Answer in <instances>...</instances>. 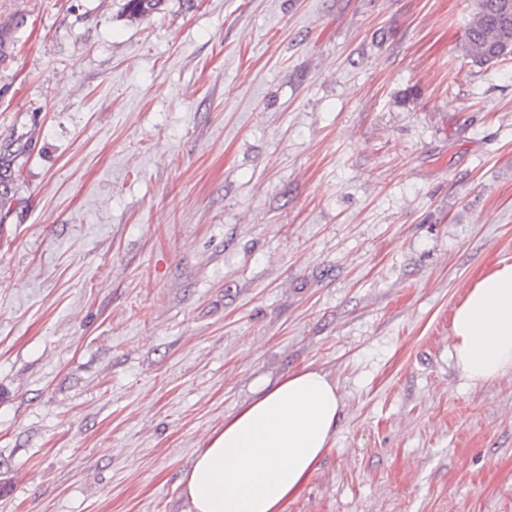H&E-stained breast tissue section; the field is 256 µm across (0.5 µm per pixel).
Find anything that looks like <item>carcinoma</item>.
<instances>
[{
    "mask_svg": "<svg viewBox=\"0 0 512 512\" xmlns=\"http://www.w3.org/2000/svg\"><path fill=\"white\" fill-rule=\"evenodd\" d=\"M164 0H125L130 17H145L159 10ZM464 56L476 65H488L512 56V0H477L464 34Z\"/></svg>",
    "mask_w": 512,
    "mask_h": 512,
    "instance_id": "cac0c4a2",
    "label": "carcinoma"
}]
</instances>
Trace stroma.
<instances>
[{
	"mask_svg": "<svg viewBox=\"0 0 512 512\" xmlns=\"http://www.w3.org/2000/svg\"><path fill=\"white\" fill-rule=\"evenodd\" d=\"M0 0V512H186L225 418L311 366L287 512H512V373L452 356L512 263V57L475 0ZM461 48L481 66L512 56V0H477Z\"/></svg>",
	"mask_w": 512,
	"mask_h": 512,
	"instance_id": "35a3bbf8",
	"label": "stroma"
}]
</instances>
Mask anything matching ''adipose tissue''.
I'll return each instance as SVG.
<instances>
[{
    "label": "adipose tissue",
    "mask_w": 512,
    "mask_h": 512,
    "mask_svg": "<svg viewBox=\"0 0 512 512\" xmlns=\"http://www.w3.org/2000/svg\"><path fill=\"white\" fill-rule=\"evenodd\" d=\"M452 337L455 364L470 384L512 372V263L469 288ZM341 408L336 382L313 367L261 389L184 472L187 512H286L331 448Z\"/></svg>",
    "instance_id": "1"
}]
</instances>
